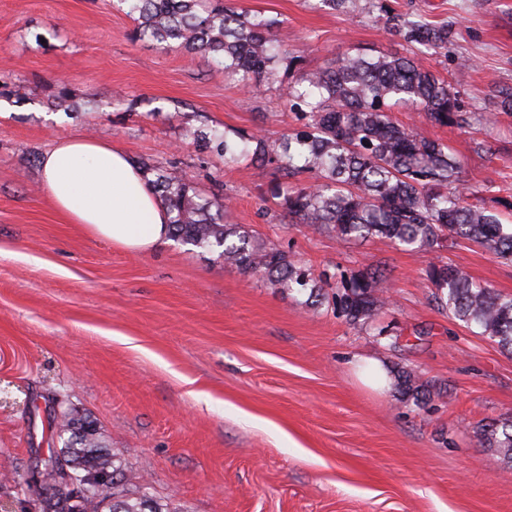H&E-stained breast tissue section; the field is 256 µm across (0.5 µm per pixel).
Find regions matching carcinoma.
<instances>
[{
    "instance_id": "1",
    "label": "carcinoma",
    "mask_w": 512,
    "mask_h": 512,
    "mask_svg": "<svg viewBox=\"0 0 512 512\" xmlns=\"http://www.w3.org/2000/svg\"><path fill=\"white\" fill-rule=\"evenodd\" d=\"M120 2L137 21L136 37L220 62L227 76L251 90L277 82L279 64L288 59L274 35L276 19L206 0ZM403 26L423 54H437L448 44L445 27L420 19H406ZM286 103L299 113L301 127L275 137L239 133L235 139L195 129L190 139L223 156L227 168H272L270 196L290 224L331 231L343 241L382 237L396 248L425 253L452 251L467 242L512 263V224L468 201L460 188L461 161L448 144L393 119V109L405 106L442 127L470 122L448 82L416 59L345 53L303 72L288 86ZM156 172L153 187L172 213L174 241L206 249L273 288L295 292L308 307L329 299L321 276L244 227L224 223L219 194L203 195L162 166ZM303 175L311 182H303ZM426 278L437 308L512 353V297L448 263L431 264ZM386 280L378 267L336 268V307L347 322H376L384 305L377 289ZM397 381L406 403L419 407L430 397L431 385L419 382L411 369L397 371ZM479 436L512 467V417L483 424ZM52 444L75 477L92 471L112 476V483L88 488L80 512H176L129 473L118 453L105 448L93 421L61 415ZM43 512H72L68 489H58Z\"/></svg>"
}]
</instances>
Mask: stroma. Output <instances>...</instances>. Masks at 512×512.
<instances>
[{"label": "stroma", "instance_id": "1", "mask_svg": "<svg viewBox=\"0 0 512 512\" xmlns=\"http://www.w3.org/2000/svg\"><path fill=\"white\" fill-rule=\"evenodd\" d=\"M227 2L278 20L297 58L280 82L248 95L223 65L133 39L120 0H0V389L12 397L0 401V512H38L28 484L57 411L93 420L107 449L184 512H512V469L479 438L483 422L512 416V354L437 310L430 255L281 223L271 168H225L187 137L280 134L297 125L284 92L303 70L346 52L415 54L488 121L441 127L406 108L395 120L448 142L470 199L506 213L512 0ZM417 14L447 25L439 54H418L387 24ZM76 135L221 190L227 223L315 273L384 267L386 335L205 249L171 240L133 254L66 223L39 158ZM443 259L512 295V264L468 243ZM375 360L431 384L428 408L375 385Z\"/></svg>", "mask_w": 512, "mask_h": 512}]
</instances>
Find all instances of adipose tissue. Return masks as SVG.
Here are the masks:
<instances>
[{
	"instance_id": "obj_1",
	"label": "adipose tissue",
	"mask_w": 512,
	"mask_h": 512,
	"mask_svg": "<svg viewBox=\"0 0 512 512\" xmlns=\"http://www.w3.org/2000/svg\"><path fill=\"white\" fill-rule=\"evenodd\" d=\"M39 169L49 202L67 223L133 253L168 240L170 215L123 150L67 137L43 153Z\"/></svg>"
}]
</instances>
